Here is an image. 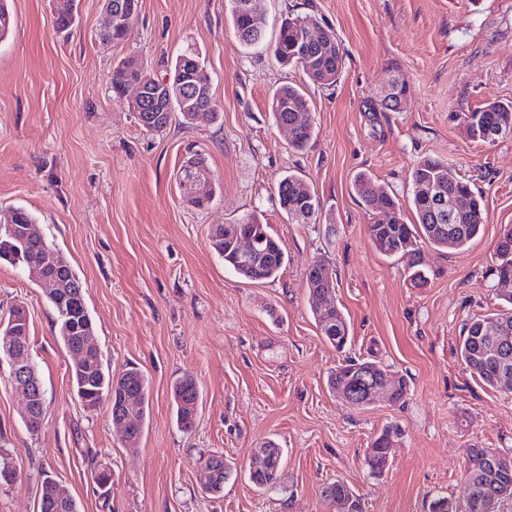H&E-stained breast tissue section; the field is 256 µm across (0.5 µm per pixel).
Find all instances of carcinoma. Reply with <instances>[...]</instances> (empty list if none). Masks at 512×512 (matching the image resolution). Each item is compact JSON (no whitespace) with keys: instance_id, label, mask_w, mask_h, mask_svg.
<instances>
[{"instance_id":"1","label":"carcinoma","mask_w":512,"mask_h":512,"mask_svg":"<svg viewBox=\"0 0 512 512\" xmlns=\"http://www.w3.org/2000/svg\"><path fill=\"white\" fill-rule=\"evenodd\" d=\"M242 0H231V20L236 38L246 46L259 43L266 30V20L261 14H248L241 10ZM314 22L311 17L296 16L284 19L278 29L273 46V54L276 60L285 66H300L307 78L315 84L331 85L336 82L343 66V52L336 35L331 30L323 33V38L310 45V60L300 62L292 56L290 48L304 32L306 26ZM201 65L199 54L195 51L185 52L179 55L171 73L193 72ZM149 74L146 67L135 66L134 60L124 62L112 72L111 88L115 97H120L126 85ZM169 114L162 112H143L138 122L147 131H162L167 128L173 116L177 115L181 123H192V112L184 110V104L180 96L179 88H172L171 98L168 100ZM270 111L278 125L290 124L294 126L295 133L291 139V146L297 151L307 149L313 140V122H304L299 115L311 112V104L306 93L298 86L284 84L277 88L271 97ZM480 116L488 124H512V102L490 101L485 106L470 112L464 119V127L467 136L476 142L482 141L477 134L474 125V117ZM412 203L414 206L417 223L407 224L401 217L398 202L390 194L374 188L370 174L363 172L354 181V191L367 209L382 210L389 218L376 224L368 225V235L375 248L383 255L398 257L408 262L413 269L414 279L421 281L423 274L416 270L420 265V244L427 242L436 250L463 249L474 241L484 227L481 195L475 193L470 184L460 177L455 168L447 161L438 158H424L418 161L411 170ZM429 182L440 185L449 194L465 193L469 196L470 209L458 215L453 223L458 228L452 232L446 230L448 223L435 222L434 215L425 204L421 196V187ZM277 194L281 208L288 218L299 223L309 224L317 220L318 202L311 191L309 184L295 175H288L280 180ZM303 201L313 206L312 211L299 215L294 205ZM242 228L251 233L260 242L262 255L259 260L250 264L238 261L234 251L230 249L228 238L231 231ZM210 245L213 250L224 259V264L232 268L241 278L249 281H265L275 279L282 271L286 255L279 241L269 232V226L260 223L256 219H248L237 224L218 225L210 237ZM47 246L56 254V262L47 265V274L60 275L67 279L66 288L58 295L54 291L42 289L48 302L57 312V336L65 349H70L77 337L94 332V325L86 304L76 308L78 321H73L63 315L61 305L65 296L71 294L74 286H81L83 282L71 268L62 252L52 243ZM0 259L12 263H20L26 269L30 263L39 260L38 254L29 249H24L14 239L4 232H0ZM495 272L499 279L512 278V228L504 230L496 250ZM328 275H333L329 263L324 259H318L306 272V285L311 302L312 313L317 325H322L323 317L316 309L317 297L320 286ZM506 316L502 312H490L468 320L463 328L464 336L459 346L460 357L466 368L471 371L483 384L501 389V382L494 372L486 368L483 362V352L486 347V326ZM323 336L336 349L341 350L349 340V323L342 309L334 310L333 324ZM87 366L93 369L88 374L78 369L69 370L71 382L77 397L87 399V409H96L105 402H110L112 385L118 381L124 382V388L128 390H143L140 407L134 419L135 431L131 436L130 448L138 447L149 409V385L145 375L138 369L127 370L120 378L116 379L105 371L102 354L99 348H94L87 353ZM371 370L382 379L394 376V372L369 359H349L346 364L332 371L328 377V386L334 387L339 383L351 381V376L357 375L362 370ZM199 401V391L194 379L186 376L180 379L173 387V408L178 426L188 431L195 423L196 411ZM392 447L390 431H384L378 436L370 448L367 464L374 474L384 472L388 462L385 456L378 453L381 448ZM280 471L265 470L249 475L250 481L258 488L272 490L277 487ZM465 479L471 484L470 501L459 508L446 498H438L430 504V512H486L485 503L494 498L496 503H501L506 498H512V467L504 468L496 473L476 475L471 470H466ZM321 495L328 501L336 499L351 503L352 512H362L361 502L354 494L351 487L340 480L333 481L323 487ZM39 512H77L76 502L73 497H68L62 502L55 498L51 492L42 491L39 503Z\"/></svg>"}]
</instances>
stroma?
I'll list each match as a JSON object with an SVG mask.
<instances>
[{
    "instance_id": "stroma-1",
    "label": "stroma",
    "mask_w": 512,
    "mask_h": 512,
    "mask_svg": "<svg viewBox=\"0 0 512 512\" xmlns=\"http://www.w3.org/2000/svg\"><path fill=\"white\" fill-rule=\"evenodd\" d=\"M70 33L53 29L52 0H10L0 40V215L30 211L85 286L106 369L142 370L150 417L137 448H126L107 406L90 411L74 394L70 356L56 312L31 274L0 262V318L24 306L30 348L46 393L38 432L24 426L7 362H0V451L19 477L0 486V512H39L41 483L63 484L78 512H333L321 491L347 482L363 512H429L431 502L465 496L466 450L512 459V392L484 385L460 361L471 317L506 309L494 253L512 226V136L475 142L466 113L512 101V0H257L275 35L288 15L331 28L344 64L334 85L309 82L268 45L243 47L229 0H139L133 34L101 39L102 0H77ZM199 53L215 117L143 131L113 101L112 71L146 60L164 72L186 50ZM408 94L381 109L392 76ZM286 83L312 101L315 136L289 145L269 108ZM202 156L212 175L208 205L186 202L177 175ZM453 164L484 197L481 236L461 250L423 245L424 282L406 260L380 254L368 236L382 213L366 210L352 185L359 172L396 197L415 220L413 165ZM305 179L315 192L313 224L288 220L276 186ZM254 217L287 258L272 281L250 282L210 247L212 227ZM323 258L336 271L335 302L351 344L336 351L321 335L305 274ZM362 356L404 374V403L347 407L327 385L346 357ZM193 376L196 425L178 428L172 388ZM393 429L389 465L372 473L367 450ZM283 451L277 489L255 487L245 466L266 443ZM222 453L231 469L220 497L205 489L199 458ZM111 469L102 492L94 465Z\"/></svg>"
}]
</instances>
